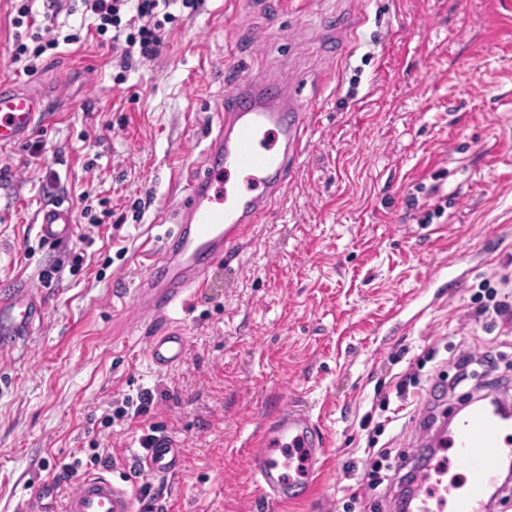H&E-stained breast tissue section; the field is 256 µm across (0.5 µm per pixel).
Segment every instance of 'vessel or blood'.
<instances>
[{
  "mask_svg": "<svg viewBox=\"0 0 512 512\" xmlns=\"http://www.w3.org/2000/svg\"><path fill=\"white\" fill-rule=\"evenodd\" d=\"M315 102H302L268 76L237 77L224 95L215 126L199 166L180 174L182 194L175 208L177 231L171 243L143 262L133 301L146 314L161 316L188 308L195 289L206 287L207 272L231 264L243 235L254 229L280 200L296 160L308 141ZM41 100L32 93L0 87V146L24 141L38 126ZM43 243L57 245L73 237V212L64 202L43 207L35 218ZM42 297L20 285L0 291V352L10 351L32 335L43 318ZM187 339L180 328H167L147 341L151 364L168 369L182 362ZM325 430L301 406L289 404L268 420L248 450L251 472L268 501L310 498L325 474ZM452 449L427 466L417 484L413 512H487L486 490L512 460V421L487 406L475 405L436 442ZM301 449L303 469L288 475L276 450ZM183 452L178 441L157 436L153 448L137 462L138 475L161 479L175 473ZM464 474V483L449 479ZM24 512H137L134 493L111 476L83 477L60 493L46 483Z\"/></svg>",
  "mask_w": 512,
  "mask_h": 512,
  "instance_id": "vessel-or-blood-1",
  "label": "vessel or blood"
}]
</instances>
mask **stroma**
Here are the masks:
<instances>
[{"label": "stroma", "mask_w": 512, "mask_h": 512, "mask_svg": "<svg viewBox=\"0 0 512 512\" xmlns=\"http://www.w3.org/2000/svg\"><path fill=\"white\" fill-rule=\"evenodd\" d=\"M10 11L0 0V85L51 108L39 158L0 146V286L61 271L41 288L35 334L0 357V512H21L61 462L91 474L95 445L113 481L131 484L153 428L183 448L162 483L166 512H342L372 436L362 417L405 373L436 374L430 349L492 351L512 375V332L473 315L489 286L512 303L500 285L512 282V0H311L298 13L201 0L131 71L88 41L44 54L31 76L10 61ZM269 70L318 102L310 146L232 265L167 314L188 351L157 370L145 355L155 324L132 304L138 256L174 229L170 172L199 162L225 90ZM84 192L94 213L112 212L98 228L79 216ZM61 198L76 235L48 248L34 219ZM144 388L148 414L101 426ZM286 404L325 428L330 478L310 501L270 507L247 449ZM423 435L403 418L372 437L396 459Z\"/></svg>", "instance_id": "35a3bbf8"}]
</instances>
